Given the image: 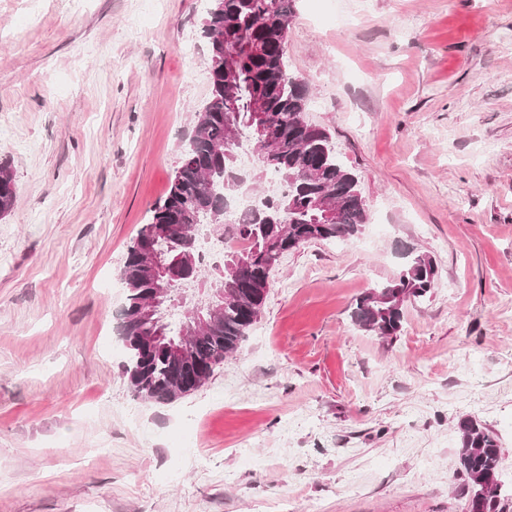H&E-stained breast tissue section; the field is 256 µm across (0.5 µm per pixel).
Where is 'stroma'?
I'll list each match as a JSON object with an SVG mask.
<instances>
[{
  "label": "stroma",
  "instance_id": "obj_1",
  "mask_svg": "<svg viewBox=\"0 0 512 512\" xmlns=\"http://www.w3.org/2000/svg\"><path fill=\"white\" fill-rule=\"evenodd\" d=\"M208 8L0 0L17 187L0 218V512H465L458 419L497 436L512 479V0H294L289 71L369 219L285 255L240 356L160 404L123 375L119 271L208 97ZM405 248L438 280L391 342L351 309Z\"/></svg>",
  "mask_w": 512,
  "mask_h": 512
}]
</instances>
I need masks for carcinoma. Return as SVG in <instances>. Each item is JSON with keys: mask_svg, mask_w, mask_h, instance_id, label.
I'll return each instance as SVG.
<instances>
[{"mask_svg": "<svg viewBox=\"0 0 512 512\" xmlns=\"http://www.w3.org/2000/svg\"><path fill=\"white\" fill-rule=\"evenodd\" d=\"M293 0H212L203 27L209 47V96L194 111L193 132L182 149L166 197L153 209L127 248L120 278L125 289L117 335L126 350L124 374L133 395L170 403L201 388L224 360L237 355L258 321L282 257L312 241L355 236L368 214L357 177L348 170L329 134L310 123L307 83L290 74L286 45ZM252 147L249 182L277 177L284 192L237 225L246 242L224 253L212 273L207 301L179 320L165 317L184 287L199 279L195 226L224 230L227 201L235 193L238 148ZM10 166L0 163V216L14 208ZM153 251L165 265L193 272L169 286L170 299L154 314L146 300L166 277L148 262ZM438 268L425 252L405 254L399 273L356 299L352 322L378 336L397 338L408 303L425 299ZM190 337L191 354L175 356L169 345ZM461 448L456 470L470 488L489 487L473 500L475 512H494L501 497L500 447L477 420L458 423Z\"/></svg>", "mask_w": 512, "mask_h": 512, "instance_id": "1", "label": "carcinoma"}]
</instances>
